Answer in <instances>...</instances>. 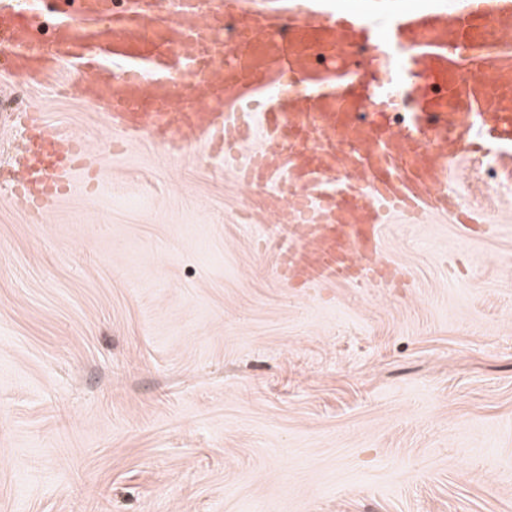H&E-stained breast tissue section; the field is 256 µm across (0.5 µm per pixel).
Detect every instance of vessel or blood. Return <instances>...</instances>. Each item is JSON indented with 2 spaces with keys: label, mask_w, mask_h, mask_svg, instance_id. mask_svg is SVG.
<instances>
[{
  "label": "vessel or blood",
  "mask_w": 512,
  "mask_h": 512,
  "mask_svg": "<svg viewBox=\"0 0 512 512\" xmlns=\"http://www.w3.org/2000/svg\"><path fill=\"white\" fill-rule=\"evenodd\" d=\"M77 2L79 26L58 28L46 54L33 15L1 5L0 72L37 83L69 65L86 102L126 140L159 136L172 152L198 144L234 159L238 179L286 232L276 274L289 287L403 284L404 270L381 257L394 214L414 223L449 214L485 233L484 212L448 188L480 142L499 147L512 179V0H177L186 21L176 29L160 0H128L120 11L112 0ZM227 20L228 46L210 36ZM392 45L405 52L397 64L409 86V122L399 128L381 84ZM323 47L340 50L326 68L311 61ZM433 81L444 97L428 94ZM259 98L263 108L251 110ZM22 120L36 134L18 191L38 215L63 195L82 149L37 114ZM254 136L259 146L240 155Z\"/></svg>",
  "instance_id": "obj_1"
}]
</instances>
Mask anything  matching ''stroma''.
<instances>
[{"label":"stroma","mask_w":512,"mask_h":512,"mask_svg":"<svg viewBox=\"0 0 512 512\" xmlns=\"http://www.w3.org/2000/svg\"><path fill=\"white\" fill-rule=\"evenodd\" d=\"M84 148L0 186V512H512V185L491 234L383 227L404 288H291L223 156L123 141L59 69L0 76ZM18 119L38 130V135L25 143L27 167L24 180L17 187L30 212L40 215L64 194L83 152L77 141L49 132L37 114L25 113Z\"/></svg>","instance_id":"obj_1"}]
</instances>
